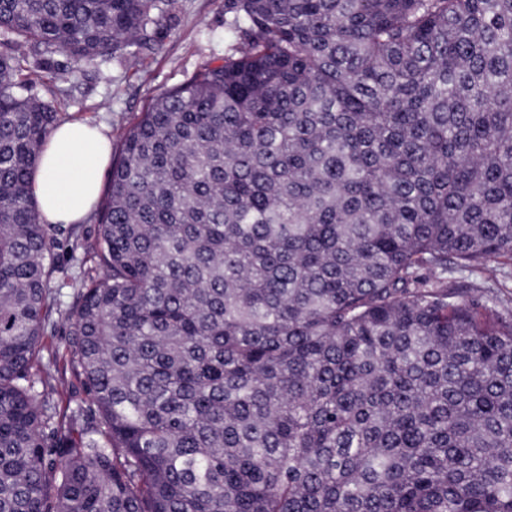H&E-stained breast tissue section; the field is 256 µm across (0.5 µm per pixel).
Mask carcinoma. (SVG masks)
<instances>
[{
  "label": "carcinoma",
  "mask_w": 512,
  "mask_h": 512,
  "mask_svg": "<svg viewBox=\"0 0 512 512\" xmlns=\"http://www.w3.org/2000/svg\"><path fill=\"white\" fill-rule=\"evenodd\" d=\"M176 0H0L76 62ZM231 38L112 151L65 345L31 193L58 123L0 54V512H512V0H224ZM85 425L72 436L74 422ZM490 268L496 269V276L499 282L504 286L498 288L500 302L498 309L507 312L512 308V265H501L497 263L490 264ZM69 322L65 314H55L54 323L48 326L43 337L42 365L50 369L54 376L52 385L45 390V396L60 408L75 409L77 404L85 400L86 395L80 380L73 373L63 350Z\"/></svg>",
  "instance_id": "carcinoma-1"
}]
</instances>
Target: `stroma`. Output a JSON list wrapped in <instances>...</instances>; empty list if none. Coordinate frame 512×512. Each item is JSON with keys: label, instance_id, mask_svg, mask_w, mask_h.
<instances>
[{"label": "stroma", "instance_id": "stroma-1", "mask_svg": "<svg viewBox=\"0 0 512 512\" xmlns=\"http://www.w3.org/2000/svg\"><path fill=\"white\" fill-rule=\"evenodd\" d=\"M229 38L224 32V0H176L175 18L161 47L140 54L135 63L101 57L74 64L57 52L51 59L58 71L37 67L43 51L35 43L0 36V53L26 58L29 95L52 104L60 119H82L104 126L111 141H118L153 98L178 86L205 64L223 58ZM97 238V219L89 217L58 247V265L66 279L80 278ZM69 322L56 315L43 337L42 364L54 380L45 391L55 405L73 407L86 395L63 349Z\"/></svg>", "mask_w": 512, "mask_h": 512}]
</instances>
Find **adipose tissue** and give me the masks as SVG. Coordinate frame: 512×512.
I'll use <instances>...</instances> for the list:
<instances>
[{
    "mask_svg": "<svg viewBox=\"0 0 512 512\" xmlns=\"http://www.w3.org/2000/svg\"><path fill=\"white\" fill-rule=\"evenodd\" d=\"M111 142L83 121L60 124L45 140L31 189L40 223L77 224L98 201Z\"/></svg>",
    "mask_w": 512,
    "mask_h": 512,
    "instance_id": "ef3b65f1",
    "label": "adipose tissue"
}]
</instances>
